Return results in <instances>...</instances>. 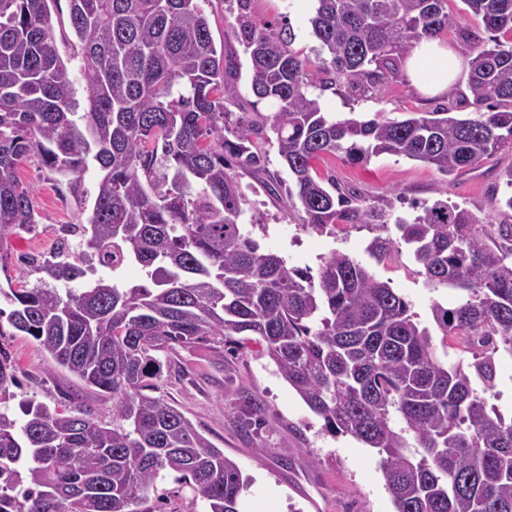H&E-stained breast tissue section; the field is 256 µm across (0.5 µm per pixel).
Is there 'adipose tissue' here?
Listing matches in <instances>:
<instances>
[{
  "mask_svg": "<svg viewBox=\"0 0 512 512\" xmlns=\"http://www.w3.org/2000/svg\"><path fill=\"white\" fill-rule=\"evenodd\" d=\"M462 68V58L437 38L417 44L405 64L410 81L426 95L446 92Z\"/></svg>",
  "mask_w": 512,
  "mask_h": 512,
  "instance_id": "adipose-tissue-1",
  "label": "adipose tissue"
}]
</instances>
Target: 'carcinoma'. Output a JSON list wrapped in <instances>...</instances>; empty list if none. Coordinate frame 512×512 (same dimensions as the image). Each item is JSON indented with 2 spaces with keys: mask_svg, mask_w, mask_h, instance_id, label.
Instances as JSON below:
<instances>
[{
  "mask_svg": "<svg viewBox=\"0 0 512 512\" xmlns=\"http://www.w3.org/2000/svg\"><path fill=\"white\" fill-rule=\"evenodd\" d=\"M51 0H0V248L38 216L17 165L38 152L86 204L84 175L98 171L85 224L70 225L37 269L43 282L0 288V336H29L59 366L110 395L112 423L29 403L22 424L0 409V512H150L162 472L178 474L208 512H238L248 486L237 465L161 396L154 356L208 341H262L289 386L336 437L380 456L395 512H512V420L483 393L512 359V224H492L438 198L412 218L384 201L324 184L316 161L353 164L388 154L448 176L512 149V0H463L491 37L463 35L475 111L410 112L402 120L338 118L312 88L368 93L400 76L415 44L453 30L448 0H316L309 19L316 69L292 49L293 29L252 22L238 0L249 55L251 120L224 106L238 77L224 62L198 0H69L86 108L59 56ZM491 111H482L483 106ZM274 136L293 185L258 147ZM266 189L306 230L345 224L377 232L381 262L411 251L434 287L441 343L479 354L448 364L428 328L387 281L333 251L313 278L266 250L241 217V178ZM135 263L145 283L114 276ZM16 385L0 353V392Z\"/></svg>",
  "mask_w": 512,
  "mask_h": 512,
  "instance_id": "cac0c4a2",
  "label": "carcinoma"
}]
</instances>
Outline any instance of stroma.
<instances>
[{
  "label": "stroma",
  "mask_w": 512,
  "mask_h": 512,
  "mask_svg": "<svg viewBox=\"0 0 512 512\" xmlns=\"http://www.w3.org/2000/svg\"><path fill=\"white\" fill-rule=\"evenodd\" d=\"M199 4L210 19L215 44L223 46L238 63L236 91L224 104L236 113L252 111L250 60L240 39L237 0H199ZM313 8V0H250L247 13L258 24H289L295 33L294 50L313 60L317 57V42L309 24ZM467 83V74H460L448 91L427 97L403 75L364 96L346 86L329 89L322 92L321 102L333 115L364 119L401 120L410 112H433L450 104L468 113L472 106ZM511 167L512 152L505 149L476 169L448 178L433 166L390 155L372 158L364 165L329 155L316 164L321 178L355 191L364 205L399 196L408 202L430 203L441 187L450 201L494 224H512V210L500 205L503 173ZM17 176L34 191L38 223L33 231L11 237L0 251L2 287L11 280L36 284L41 274L34 271L30 258L49 255L62 226L86 220L66 180L51 174L38 155L23 160ZM242 183L249 188L247 214L261 219L252 228L253 236L290 264L315 273L332 251L346 252L362 261L377 278L390 282L411 303L421 325L429 328L434 325L432 302L454 305L455 291L428 287L409 255L381 263L371 258L367 246L373 234L367 227L348 224L323 234L303 230L262 188H251L250 178H243ZM0 349L10 355L15 368L17 383L6 393L14 418H23V401L54 407L68 404L74 396L91 417L111 421L110 400L65 369L53 366L31 337L0 336ZM159 359L163 363L160 395L223 449L248 479L241 512H394L377 452L352 437H334L323 431L322 420L281 377L261 343L252 340L236 350L220 344H196L174 355L160 353ZM254 402L260 404L261 414L249 424L244 412ZM149 504L156 512L208 509L204 500L171 474L158 481L156 496Z\"/></svg>",
  "instance_id": "1"
}]
</instances>
